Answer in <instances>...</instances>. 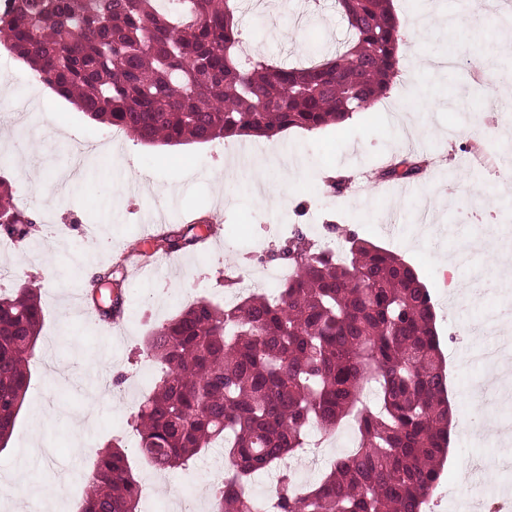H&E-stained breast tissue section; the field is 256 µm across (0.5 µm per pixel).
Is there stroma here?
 <instances>
[{
  "instance_id": "obj_1",
  "label": "stroma",
  "mask_w": 512,
  "mask_h": 512,
  "mask_svg": "<svg viewBox=\"0 0 512 512\" xmlns=\"http://www.w3.org/2000/svg\"><path fill=\"white\" fill-rule=\"evenodd\" d=\"M306 0H265L260 13L245 15L254 51L274 62L299 60L334 50L347 33L333 7L310 12ZM401 42L399 73L370 110L337 126L290 129L272 138H227L225 157L242 147L273 151L288 161V174L275 195L259 201L255 175L225 168L213 158L214 143L147 146L123 137L113 154L85 156L78 176H69L74 150L101 140L109 125L94 121L48 87L33 90L29 66L0 47V81L13 87L22 124H0V175L16 198L32 183L49 188L44 212L55 226L37 224L25 246H0V289L27 285L37 291L45 314L31 363L32 380L6 448L0 450V512H20L23 500L54 489L49 512H79L100 449L119 444L140 479L153 472L137 457L135 416L160 377L145 341L160 323L200 300L224 304L264 290L272 256L294 231L323 244L335 242L329 224L354 230L410 264L428 288L448 375V397L457 418L479 414L512 423V402L472 401L485 372L467 353L484 343L481 318L512 309V287L479 282L491 275L494 258L480 242L512 239V184L469 165L471 151H490L512 141V92L497 81L512 69V54L498 46L512 22L506 0L472 14L460 0H394ZM456 67H434L446 47ZM428 90L435 108L412 112L415 88ZM430 159L408 183L384 180L380 171L394 156ZM328 167L345 177L341 192L322 188L301 195L313 180L310 167ZM217 213L220 228L194 249L156 256L138 267L132 244L150 250L153 237L170 225L190 223L196 213ZM23 253L25 271L14 265ZM126 266L122 284L125 313L105 326L89 315L85 263ZM71 380L58 384L61 366ZM313 447L292 464L307 469V481L338 454L352 433H313ZM512 451V438L456 432L441 487L450 495L436 512H463L480 492L512 490V470L490 471L480 483L460 480L464 460ZM224 474L222 458L208 450L184 469L164 475L154 502L140 512H161L173 489L205 497Z\"/></svg>"
}]
</instances>
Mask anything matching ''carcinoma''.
Here are the masks:
<instances>
[{
  "label": "carcinoma",
  "mask_w": 512,
  "mask_h": 512,
  "mask_svg": "<svg viewBox=\"0 0 512 512\" xmlns=\"http://www.w3.org/2000/svg\"><path fill=\"white\" fill-rule=\"evenodd\" d=\"M348 35L336 55L290 67L241 56L237 0H12L0 15L3 47L41 84L89 118L138 142L176 146L232 136L270 138L339 124L381 99L398 73L401 40L390 0H335ZM422 161L384 171L411 179ZM27 224L0 177V214ZM195 225L155 241L175 252ZM343 250L298 233L278 256L292 275L275 295L222 307L198 300L148 336L162 375L138 408L136 450L159 470L220 447L231 464L210 492L211 512H257L249 481L272 473L268 512H424L448 456L447 376L430 294L396 254L336 226ZM100 319L123 305L105 285ZM44 322L37 292L0 293V444L31 382ZM348 423L357 445L298 486L287 459L311 429ZM81 512H138L140 481L119 445L104 448Z\"/></svg>",
  "instance_id": "1"
}]
</instances>
